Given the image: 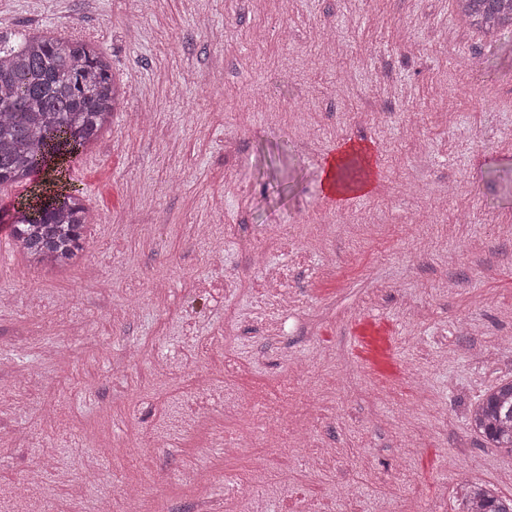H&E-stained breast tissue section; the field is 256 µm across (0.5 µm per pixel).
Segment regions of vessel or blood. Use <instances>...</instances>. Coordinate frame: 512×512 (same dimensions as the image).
Here are the masks:
<instances>
[{
    "label": "vessel or blood",
    "instance_id": "b4317fda",
    "mask_svg": "<svg viewBox=\"0 0 512 512\" xmlns=\"http://www.w3.org/2000/svg\"><path fill=\"white\" fill-rule=\"evenodd\" d=\"M349 344L359 363L379 378L395 376L400 364L396 336L378 316L363 314L348 329Z\"/></svg>",
    "mask_w": 512,
    "mask_h": 512
}]
</instances>
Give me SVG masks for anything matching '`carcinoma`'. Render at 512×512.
<instances>
[{
	"instance_id": "obj_1",
	"label": "carcinoma",
	"mask_w": 512,
	"mask_h": 512,
	"mask_svg": "<svg viewBox=\"0 0 512 512\" xmlns=\"http://www.w3.org/2000/svg\"><path fill=\"white\" fill-rule=\"evenodd\" d=\"M485 35L512 29V0H455ZM117 101L110 64L95 48L40 33L0 34V185L38 170L45 179L19 211L12 237L34 267L62 266L82 250L87 210L59 189L63 164L106 127ZM471 430L512 452V381L488 389L471 406ZM463 512H512V499L491 485L462 487Z\"/></svg>"
}]
</instances>
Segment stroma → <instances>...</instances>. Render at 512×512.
Instances as JSON below:
<instances>
[{
    "label": "stroma",
    "instance_id": "stroma-1",
    "mask_svg": "<svg viewBox=\"0 0 512 512\" xmlns=\"http://www.w3.org/2000/svg\"><path fill=\"white\" fill-rule=\"evenodd\" d=\"M3 15L12 33L96 44L123 90L66 164L90 210L80 263L35 271L10 236L41 175L0 192V512L32 496L40 512H135L123 482L162 512H197L178 481L191 468L217 512L236 506L244 471L279 464L255 444L225 463L216 438L239 427L218 405L198 401L213 425L182 446L149 439L193 409L171 393L219 371L182 354L226 330L253 382L313 367L311 399L295 392L288 414L313 422L336 465L307 474L306 449H291L289 503L459 512L466 481L512 499V452L467 423L512 381V31L487 42L454 0H0ZM342 143L375 166L347 206L321 185ZM207 226L224 234L219 268L196 234ZM281 265L301 305L270 337L262 269ZM201 282L223 306L192 307ZM365 313L398 332L394 378L350 350ZM45 448L56 467L41 468Z\"/></svg>",
    "mask_w": 512,
    "mask_h": 512
}]
</instances>
